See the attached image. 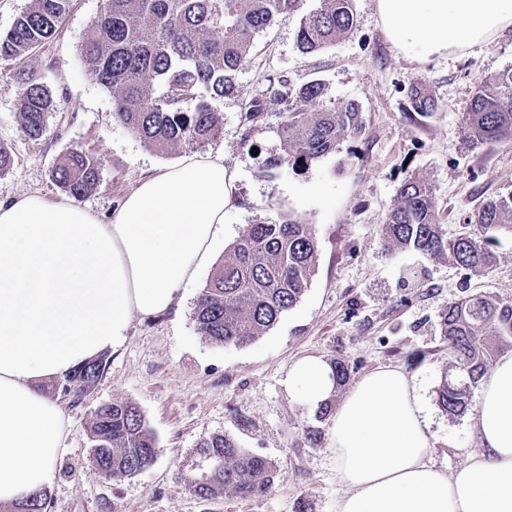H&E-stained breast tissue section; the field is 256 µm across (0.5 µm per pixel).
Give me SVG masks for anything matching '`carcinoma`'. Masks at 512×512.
<instances>
[{"mask_svg": "<svg viewBox=\"0 0 512 512\" xmlns=\"http://www.w3.org/2000/svg\"><path fill=\"white\" fill-rule=\"evenodd\" d=\"M74 0H33L12 27L0 33V63L17 64L16 96L29 138L42 137L56 104L34 71L21 66L58 31ZM305 0H104L80 46L89 78L110 90L114 116L146 147L161 153L204 146L223 127L219 103L235 93L236 73L250 60L254 36L276 19L301 13L296 46L302 54L322 51L356 23L354 0H320L301 12ZM314 80L296 86L281 78L271 95L245 108L251 127L270 105L281 104L278 132L283 152L265 159L271 169L307 166L336 151L341 140L359 136L362 110L348 101L316 112L307 106L323 96ZM410 112L429 113L432 99L421 89L408 94ZM467 139L475 144H512V66L482 80L466 116ZM101 162L74 149L51 170L52 182L79 199L100 183ZM472 233L450 235L441 224L432 185L415 176L398 189L383 224L395 249L446 256L469 274L488 271L498 235L512 233V194L484 201L473 213ZM313 226L297 220L248 224L225 251L197 298L193 319L216 345H245L266 333L304 295L315 272ZM441 334L460 379L445 381L439 404L464 412L470 387L490 368L499 343L512 338V304L473 295L441 314ZM108 359L101 355L67 376L84 393L96 386ZM91 459L112 478L133 475L156 456V440L139 408L128 401L101 405L89 427ZM273 462L227 435H214L196 448L185 486L203 499L226 493L247 500L268 493Z\"/></svg>", "mask_w": 512, "mask_h": 512, "instance_id": "carcinoma-1", "label": "carcinoma"}]
</instances>
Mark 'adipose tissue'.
<instances>
[{"label": "adipose tissue", "mask_w": 512, "mask_h": 512, "mask_svg": "<svg viewBox=\"0 0 512 512\" xmlns=\"http://www.w3.org/2000/svg\"><path fill=\"white\" fill-rule=\"evenodd\" d=\"M386 39L419 62L492 44L512 29V0H376ZM232 180L220 159L191 157L144 179L110 218L32 192L0 200V505L45 491L64 449L65 416L43 383L126 339L132 314L178 304L224 240ZM282 384L318 408L336 375L324 357L294 361ZM475 447L454 470L409 374L356 380L330 427L336 512H512V352L480 380Z\"/></svg>", "instance_id": "adipose-tissue-1"}]
</instances>
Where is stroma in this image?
Wrapping results in <instances>:
<instances>
[{"mask_svg": "<svg viewBox=\"0 0 512 512\" xmlns=\"http://www.w3.org/2000/svg\"><path fill=\"white\" fill-rule=\"evenodd\" d=\"M100 5L75 0L29 63L58 102L40 140L21 126L13 71L0 64V143L13 157L11 170L0 175L1 200L30 192L60 199L50 170L80 147L102 163L99 186L80 203L106 216L141 179L188 157L185 149L162 154L144 146L114 119L111 92L87 77L79 49ZM354 6L356 26L313 55L296 47L297 19H277L257 33L234 95L221 104L224 127L203 149L223 159L233 179L226 243L248 224L291 218L312 225L318 254L306 292L270 330L240 347L206 341L193 320L206 270L171 310L132 315L127 339L110 353L98 385L80 398H61L67 435L53 467L48 512H336L331 417L289 397L281 385L291 363L312 354L345 361L354 380L382 366L402 367L415 377L438 463L456 468L461 449L473 447L467 414L450 415L438 401L444 378L457 373L440 316L468 295L512 303V234L501 236L493 268L470 276L448 258L389 249L382 225L411 174L433 186L452 234L471 231L470 218L483 201L512 192V145H475L464 133L478 81L512 66V31L480 50L418 62L387 41L376 0ZM282 77L296 85L321 80L324 106L358 102L361 134L309 166L267 168L265 159L283 149L279 118L271 110L247 127L241 113L251 100L268 97ZM415 85L432 98L431 114L408 111ZM113 401L139 407L158 447L151 465L115 479L92 463L88 432L97 408ZM216 434L273 462L267 494L206 500L188 491L184 464L199 442Z\"/></svg>", "mask_w": 512, "mask_h": 512, "instance_id": "1", "label": "stroma"}]
</instances>
